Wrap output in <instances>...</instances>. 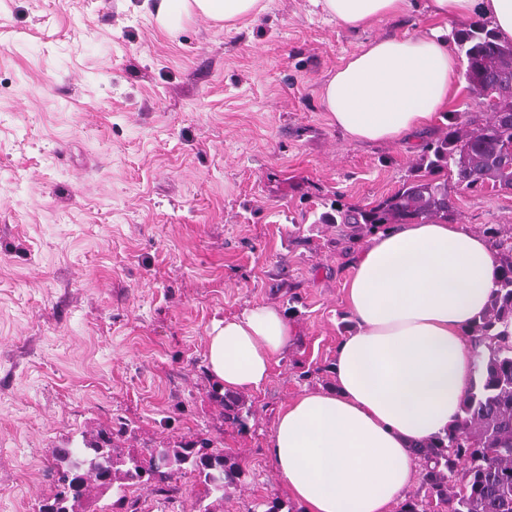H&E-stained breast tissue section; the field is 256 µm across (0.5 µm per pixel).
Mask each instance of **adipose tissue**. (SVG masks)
I'll return each mask as SVG.
<instances>
[{
  "instance_id": "1",
  "label": "adipose tissue",
  "mask_w": 512,
  "mask_h": 512,
  "mask_svg": "<svg viewBox=\"0 0 512 512\" xmlns=\"http://www.w3.org/2000/svg\"><path fill=\"white\" fill-rule=\"evenodd\" d=\"M261 0H154L173 13L231 24ZM359 31L409 10L411 0H314ZM438 26L373 39L326 80L322 104L353 140L394 142L430 127L461 69L445 20H487L512 42V0H430ZM347 303L356 323L336 350V387L298 397L270 442L277 474L307 512H390L418 467L416 445L445 436L472 374L463 334L485 311L496 273L489 241L458 224H401L364 245ZM295 327L273 305L213 321L206 366L225 390L255 391Z\"/></svg>"
}]
</instances>
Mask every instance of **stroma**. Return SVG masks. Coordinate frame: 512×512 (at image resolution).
I'll return each instance as SVG.
<instances>
[{
  "label": "stroma",
  "instance_id": "1",
  "mask_svg": "<svg viewBox=\"0 0 512 512\" xmlns=\"http://www.w3.org/2000/svg\"><path fill=\"white\" fill-rule=\"evenodd\" d=\"M143 0H0V512H38L55 448L101 428L121 455L204 433L249 476L214 512H306L270 438L298 396L336 385L353 327L351 248L320 216L369 205L412 174L448 112L418 136L351 140L321 103L366 42L433 26L427 0L349 31L310 0H264L225 28L158 23ZM456 220L512 231V192L458 190ZM278 306L297 333L270 382L225 424L204 360L213 320ZM138 512H197L204 488L130 487Z\"/></svg>",
  "mask_w": 512,
  "mask_h": 512
}]
</instances>
